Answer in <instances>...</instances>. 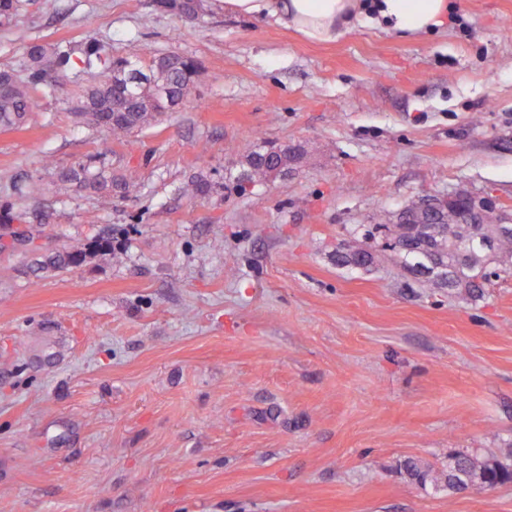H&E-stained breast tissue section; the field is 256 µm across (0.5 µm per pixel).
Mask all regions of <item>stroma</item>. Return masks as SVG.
I'll return each instance as SVG.
<instances>
[{"label": "stroma", "mask_w": 512, "mask_h": 512, "mask_svg": "<svg viewBox=\"0 0 512 512\" xmlns=\"http://www.w3.org/2000/svg\"><path fill=\"white\" fill-rule=\"evenodd\" d=\"M151 2L24 0L0 28V68L90 38L200 65L178 112L112 142L108 198L56 182L104 138L70 113L81 62L0 127V240L17 213L30 237L0 249V512H512V483L451 494L402 469L512 454V276L476 303L419 287L374 227L456 190L512 207V0L333 43ZM260 138L306 163L242 181ZM199 174L218 193L184 196ZM30 177L45 197L19 203ZM360 224L375 263L338 266ZM89 255L83 251H58L38 263L36 270H60L83 264Z\"/></svg>", "instance_id": "obj_1"}]
</instances>
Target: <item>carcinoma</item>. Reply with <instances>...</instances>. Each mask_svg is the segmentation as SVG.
<instances>
[{
	"instance_id": "cac0c4a2",
	"label": "carcinoma",
	"mask_w": 512,
	"mask_h": 512,
	"mask_svg": "<svg viewBox=\"0 0 512 512\" xmlns=\"http://www.w3.org/2000/svg\"><path fill=\"white\" fill-rule=\"evenodd\" d=\"M20 0H0V27H7L19 9ZM153 7L189 16L199 15V0H154ZM28 72L21 77L9 70H0V127L24 125L35 106L32 91L44 81L46 70L67 71L73 56L85 67L97 70L98 80L87 87L74 101L71 114L76 123L104 131V147L94 157L77 163L60 173L64 184L75 183L102 196H112V172L105 156L112 137L143 130L159 123L169 112L177 111L188 98L198 65L179 54L120 57L112 54V44L88 39L66 50L29 43L26 46ZM271 143L263 141L246 148L247 169L240 175L244 181L276 180L287 171L277 168L267 157ZM215 186L203 177L193 178L182 186L192 198L209 195ZM23 203L42 194L39 180L30 178L15 187ZM390 238L399 247L392 249L400 259V268L423 288L462 289L473 302L484 297V288L494 279L512 275V232H501L495 226L482 229L481 237H473L471 226L461 223L457 204L439 206L436 223L384 225ZM88 254L83 251H58L38 263L40 270H60L83 264ZM438 260L448 266V279L425 278L418 266ZM404 473L424 486L434 480L432 472L418 461L403 464ZM448 490L464 492L470 485L489 487L512 482V457L504 460L478 458L465 453L448 456L442 472Z\"/></svg>"
}]
</instances>
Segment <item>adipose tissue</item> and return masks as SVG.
<instances>
[{"instance_id":"adipose-tissue-1","label":"adipose tissue","mask_w":512,"mask_h":512,"mask_svg":"<svg viewBox=\"0 0 512 512\" xmlns=\"http://www.w3.org/2000/svg\"><path fill=\"white\" fill-rule=\"evenodd\" d=\"M227 14L272 19L305 39L330 43L367 17L403 37L419 36L444 25L449 0H221Z\"/></svg>"}]
</instances>
